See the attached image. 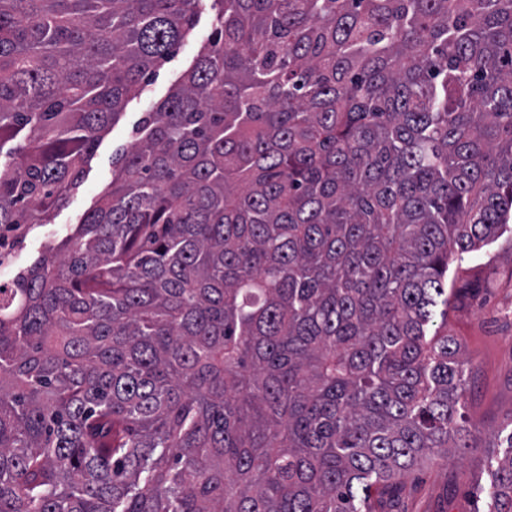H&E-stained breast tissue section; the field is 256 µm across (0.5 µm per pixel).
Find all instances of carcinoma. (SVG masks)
Returning <instances> with one entry per match:
<instances>
[{"label": "carcinoma", "mask_w": 512, "mask_h": 512, "mask_svg": "<svg viewBox=\"0 0 512 512\" xmlns=\"http://www.w3.org/2000/svg\"><path fill=\"white\" fill-rule=\"evenodd\" d=\"M197 4L0 0V264ZM213 5L93 208L0 287V512H375L470 447L429 324L512 214V0Z\"/></svg>", "instance_id": "carcinoma-1"}]
</instances>
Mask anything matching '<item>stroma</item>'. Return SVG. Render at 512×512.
Wrapping results in <instances>:
<instances>
[{
  "mask_svg": "<svg viewBox=\"0 0 512 512\" xmlns=\"http://www.w3.org/2000/svg\"><path fill=\"white\" fill-rule=\"evenodd\" d=\"M215 27L212 0H201L193 31L101 138L82 186L54 222L26 225L14 239L8 261L0 265V285H10L49 246L75 230L110 183L115 152L135 139L143 113L168 96ZM448 286L447 331L460 341L471 370L463 425L470 445L450 458L434 456L413 470L376 501L377 512H478L483 506L480 489L490 479L486 460L499 444L500 431L512 424V221L500 237L451 264Z\"/></svg>",
  "mask_w": 512,
  "mask_h": 512,
  "instance_id": "stroma-1",
  "label": "stroma"
}]
</instances>
